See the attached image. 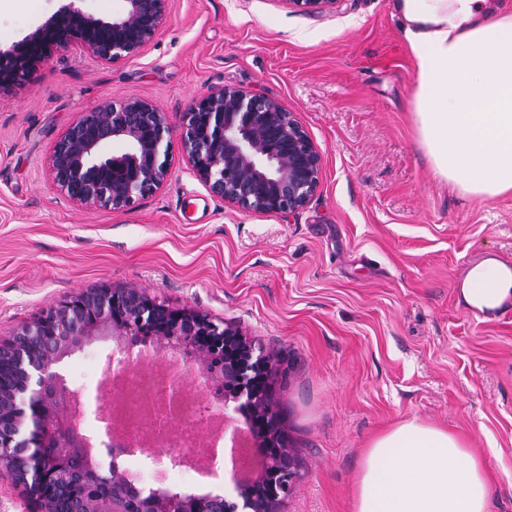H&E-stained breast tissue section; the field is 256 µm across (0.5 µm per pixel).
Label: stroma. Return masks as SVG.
I'll return each mask as SVG.
<instances>
[{
    "instance_id": "1",
    "label": "stroma",
    "mask_w": 512,
    "mask_h": 512,
    "mask_svg": "<svg viewBox=\"0 0 512 512\" xmlns=\"http://www.w3.org/2000/svg\"><path fill=\"white\" fill-rule=\"evenodd\" d=\"M69 0H0L6 50ZM242 88L293 112L322 155L292 213L214 197L179 140L153 195L126 210L61 194L57 139L106 100L138 98L180 124L211 89ZM413 58L393 0H339L303 14L286 0H167L135 57L55 54L0 97V341L61 299L107 285L235 324L272 363L279 425L300 474L280 512H353L376 434L418 417L461 436L512 512V306L462 307L475 260L512 266V194L478 204L438 179L414 129ZM115 344L65 358L92 391ZM142 459L144 485L233 496L228 468L203 475Z\"/></svg>"
}]
</instances>
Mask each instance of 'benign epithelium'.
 <instances>
[{"label":"benign epithelium","instance_id":"7a95c632","mask_svg":"<svg viewBox=\"0 0 512 512\" xmlns=\"http://www.w3.org/2000/svg\"><path fill=\"white\" fill-rule=\"evenodd\" d=\"M69 0L12 48L0 50V95L59 51L77 49L102 63L138 55L157 33L166 0H125L104 20ZM298 12L320 13L339 0H285ZM171 124L141 99L108 101L72 125L55 143L54 181L82 206L125 210L153 194L168 175ZM114 140L125 149L108 156ZM180 143L212 195L256 212L292 213L315 192L322 155L294 114L278 101L240 88L211 90L183 113ZM113 340L122 353L149 346L177 355L218 390L224 418L232 411L256 424L264 464L232 479L236 498L144 487L103 462L73 430L70 403L80 391L57 365L74 350ZM270 360L231 323L192 307L173 309L134 288H87L22 325L0 343V472L23 488L36 512H279L298 488L288 440L270 397Z\"/></svg>","mask_w":512,"mask_h":512}]
</instances>
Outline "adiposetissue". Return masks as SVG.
I'll return each instance as SVG.
<instances>
[{
  "label": "adipose tissue",
  "instance_id": "adipose-tissue-1",
  "mask_svg": "<svg viewBox=\"0 0 512 512\" xmlns=\"http://www.w3.org/2000/svg\"><path fill=\"white\" fill-rule=\"evenodd\" d=\"M413 54V120L435 175L474 202L512 193V14L491 0H394ZM464 305L512 299V267L473 263ZM485 470L448 430L403 420L368 444L354 512H489Z\"/></svg>",
  "mask_w": 512,
  "mask_h": 512
}]
</instances>
